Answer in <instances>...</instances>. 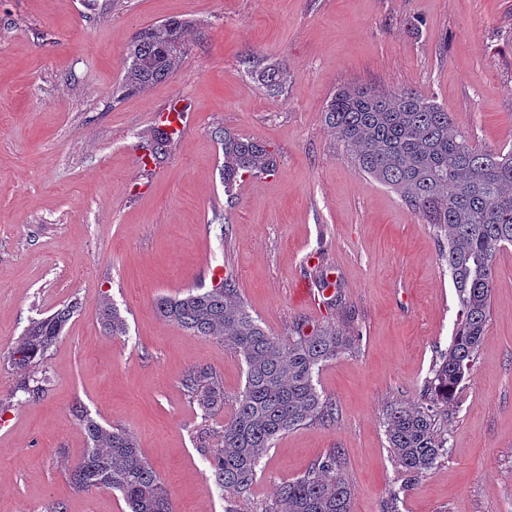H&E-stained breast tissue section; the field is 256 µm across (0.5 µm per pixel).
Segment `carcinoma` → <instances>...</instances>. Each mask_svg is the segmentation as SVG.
<instances>
[{
	"mask_svg": "<svg viewBox=\"0 0 512 512\" xmlns=\"http://www.w3.org/2000/svg\"><path fill=\"white\" fill-rule=\"evenodd\" d=\"M189 31L190 22L178 18L142 29L129 46L121 91L144 92L172 78L189 49ZM257 79L267 92L279 94L287 82L286 69L267 64ZM322 121L361 171L395 190L433 227L442 240L441 258L460 312L448 351L431 368L424 399L395 403L386 411L388 447L404 476L386 505V512H396L400 494L447 454L436 417L454 402L485 336L498 255L512 245V148L476 147L464 132L452 130L448 110L413 89L384 93L366 86L340 87ZM176 135L165 128L153 131L148 148L156 163L167 158ZM213 136L224 154L225 192L247 175L275 171L276 157L266 145L222 128ZM80 308L81 303L71 301L30 322L7 355L21 376L15 392L34 398L44 391L47 378L39 369ZM155 311L195 336L223 340L246 366L234 417L218 431L220 448L211 455L217 487L238 498L249 494L263 455L279 437L333 418L335 404L318 392L314 379L326 362L353 348L351 333L331 324L310 328L303 321L293 326L288 339L275 338L247 309L229 274L218 287L161 297ZM97 315L107 334H127L125 318L109 302L98 304ZM181 384L204 419L223 410L224 387L210 371L191 368ZM74 416L88 441L70 470L76 490L118 491L130 512H174L132 433L107 428L78 408ZM341 467L338 451L326 453L303 476L282 485L277 500L261 505L259 512H351V488Z\"/></svg>",
	"mask_w": 512,
	"mask_h": 512,
	"instance_id": "cac0c4a2",
	"label": "carcinoma"
}]
</instances>
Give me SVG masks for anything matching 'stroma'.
Masks as SVG:
<instances>
[{
  "mask_svg": "<svg viewBox=\"0 0 512 512\" xmlns=\"http://www.w3.org/2000/svg\"><path fill=\"white\" fill-rule=\"evenodd\" d=\"M190 21L173 78L119 96L126 47L142 28ZM287 68L268 94L244 63ZM424 92L479 147H512V0H0V512H129L121 494L78 492L79 407L131 431L175 512H224L202 448L205 422L180 379L207 368L224 385L220 423L245 383L240 356L155 313L162 296L230 274L253 316L287 338L296 321L355 333L317 389L329 422L268 449L240 512L274 499L330 450L343 457L352 512H382L400 474L384 416L417 401L458 320L432 228L359 171L324 126L336 89ZM183 129L166 161L141 150L173 103ZM223 127L266 144L271 174L225 193ZM327 274L341 299L297 305L299 282ZM83 308L46 359L40 397H11L7 354L32 320ZM110 301L127 335H106ZM438 425L448 455L398 512H512V246L498 256L475 367Z\"/></svg>",
  "mask_w": 512,
  "mask_h": 512,
  "instance_id": "1",
  "label": "stroma"
}]
</instances>
